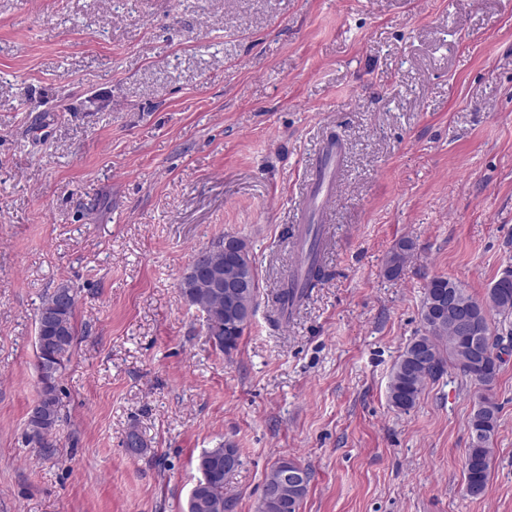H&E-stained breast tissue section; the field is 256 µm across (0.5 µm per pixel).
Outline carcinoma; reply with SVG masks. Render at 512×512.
<instances>
[{
    "label": "carcinoma",
    "instance_id": "cac0c4a2",
    "mask_svg": "<svg viewBox=\"0 0 512 512\" xmlns=\"http://www.w3.org/2000/svg\"><path fill=\"white\" fill-rule=\"evenodd\" d=\"M323 233L313 235L309 243L308 263L303 276L284 281L275 296L277 312L284 314L295 304L309 295L310 291L321 284L327 277L325 266L321 261ZM411 244L403 240L392 249L386 261L385 273L388 276L398 274L405 262ZM205 261L194 264L193 273L181 279L180 293L186 303L195 305L194 289L186 287L193 278L204 276ZM455 281L443 276L431 278L425 287L421 304V333L409 339L396 359L388 384V401L399 412L408 413L418 403L428 381L443 376L448 368H453L478 384L484 390L473 406L469 419L470 444L464 462L466 494L473 498L485 495L491 472L494 437L498 428L500 407L491 394L503 365L512 356V330L504 335L487 323L480 343L484 355L474 359L469 347L472 337L460 335L448 322L440 320L434 300L442 294H448V286ZM461 298L473 304H488L489 311L501 318L506 324L512 318V281L500 288H491L483 299L474 297L469 291L460 288ZM77 292L67 283H60L42 303L38 315L48 314L52 322L36 320L35 348L37 361L56 360L54 372L48 376L39 375L38 400L29 415L38 416V420L29 421L28 426L35 436L50 433L57 426L60 418L58 380L77 341L75 312ZM204 310L220 324L224 318V301L217 298L204 299ZM425 346L430 349L432 358L424 365L416 359V349ZM224 445L203 450L197 459V467H206L210 473L208 493L221 504L222 512H234L236 500L224 496ZM307 493L287 490L277 501L262 498L258 512H299Z\"/></svg>",
    "mask_w": 512,
    "mask_h": 512
}]
</instances>
